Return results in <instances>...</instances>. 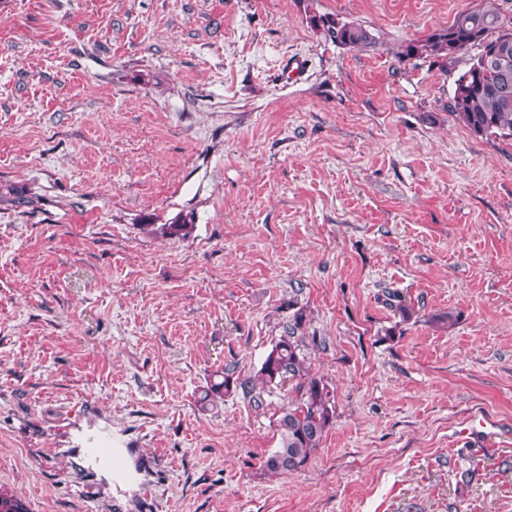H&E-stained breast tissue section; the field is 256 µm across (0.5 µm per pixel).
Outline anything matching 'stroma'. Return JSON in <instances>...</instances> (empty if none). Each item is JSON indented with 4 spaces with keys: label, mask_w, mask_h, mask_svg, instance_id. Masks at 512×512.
<instances>
[{
    "label": "stroma",
    "mask_w": 512,
    "mask_h": 512,
    "mask_svg": "<svg viewBox=\"0 0 512 512\" xmlns=\"http://www.w3.org/2000/svg\"><path fill=\"white\" fill-rule=\"evenodd\" d=\"M485 5L512 19L0 0V194L29 199L0 198V489L31 512H512V141L448 115L470 54L391 52ZM298 306L336 417L270 474L294 382L199 399L257 371ZM103 434L126 477L92 454ZM310 24L322 29L326 36L346 48H374L378 39L370 30L355 22H342L335 19L312 16Z\"/></svg>",
    "instance_id": "obj_1"
}]
</instances>
